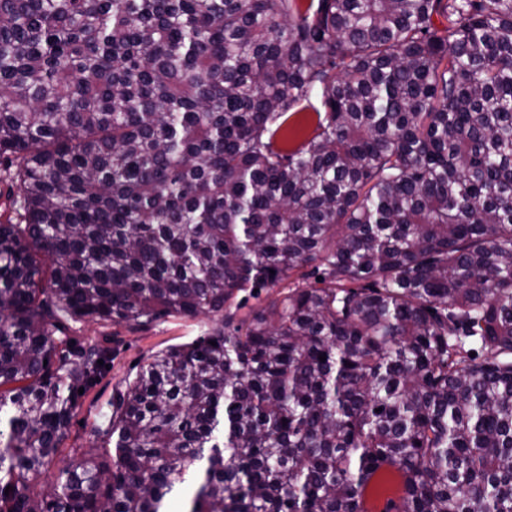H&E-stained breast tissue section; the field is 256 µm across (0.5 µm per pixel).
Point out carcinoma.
Listing matches in <instances>:
<instances>
[{
  "instance_id": "obj_1",
  "label": "carcinoma",
  "mask_w": 512,
  "mask_h": 512,
  "mask_svg": "<svg viewBox=\"0 0 512 512\" xmlns=\"http://www.w3.org/2000/svg\"><path fill=\"white\" fill-rule=\"evenodd\" d=\"M0 180V512H512V0H0ZM213 322L204 317L196 319H163L144 330H130L123 325H101L91 322L71 323L72 336L102 342L112 337V363L98 384L82 398L73 420L72 433L63 448L72 444L88 448L98 444L96 425L106 424L105 415L112 386L131 373V378L149 355L170 345L191 342L211 328ZM135 362V365H132ZM83 422V425H80Z\"/></svg>"
}]
</instances>
